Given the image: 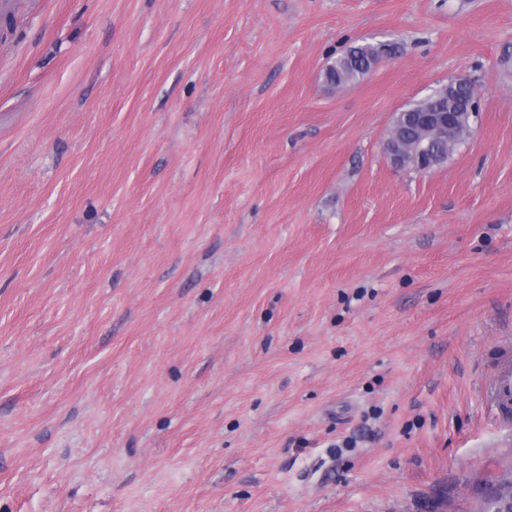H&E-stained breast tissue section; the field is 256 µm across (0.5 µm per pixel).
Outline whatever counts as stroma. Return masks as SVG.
I'll return each instance as SVG.
<instances>
[{
	"label": "stroma",
	"mask_w": 512,
	"mask_h": 512,
	"mask_svg": "<svg viewBox=\"0 0 512 512\" xmlns=\"http://www.w3.org/2000/svg\"><path fill=\"white\" fill-rule=\"evenodd\" d=\"M11 4L0 512H474L512 463V0ZM460 76L465 142L394 168ZM384 45L385 43H366L351 47L328 66L325 73L326 82L330 85L342 86L363 78L368 73L367 66L385 55ZM387 58L383 57L372 66L371 70ZM451 96L466 97L468 94L465 90H457L452 83H448L447 87L446 85H441L435 93L397 113V116L401 115V117L395 129L394 121L390 135L393 129L397 135H403V126L410 125L414 127L415 136L417 134L420 138H418L417 149L414 151L411 160L414 169L418 172H430L447 160L444 159V154L437 151L431 142L421 144L423 137L431 135L448 141V138L455 136L457 128L462 130L471 127L473 116L470 114L471 111L468 106L457 111L468 113L461 116L458 127L454 119L448 115V112H431L448 103V97ZM410 112H420L422 114L416 115L410 114Z\"/></svg>",
	"instance_id": "stroma-1"
}]
</instances>
